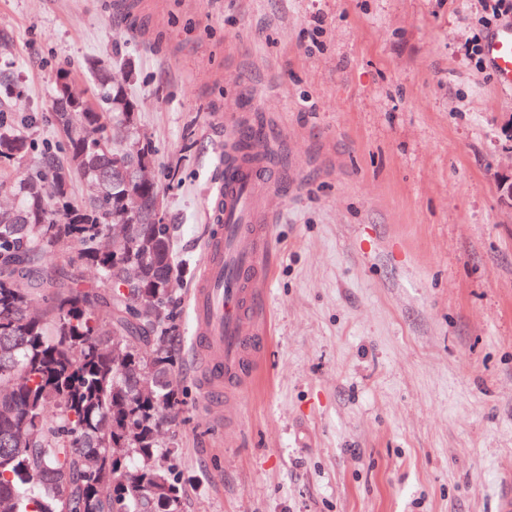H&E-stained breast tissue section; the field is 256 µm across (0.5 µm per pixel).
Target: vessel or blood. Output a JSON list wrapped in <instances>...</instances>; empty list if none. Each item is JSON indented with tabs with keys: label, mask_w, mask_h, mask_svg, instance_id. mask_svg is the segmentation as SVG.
<instances>
[{
	"label": "vessel or blood",
	"mask_w": 512,
	"mask_h": 512,
	"mask_svg": "<svg viewBox=\"0 0 512 512\" xmlns=\"http://www.w3.org/2000/svg\"><path fill=\"white\" fill-rule=\"evenodd\" d=\"M485 55L499 81L512 84V21L486 41ZM265 167L263 151L227 140L221 175L206 196L209 229L191 303L199 338L195 362L208 400L220 392L235 395L260 359L259 290L273 221L264 203L270 193L261 179Z\"/></svg>",
	"instance_id": "1"
}]
</instances>
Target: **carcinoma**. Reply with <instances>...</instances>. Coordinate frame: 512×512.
<instances>
[{
    "label": "carcinoma",
    "instance_id": "cac0c4a2",
    "mask_svg": "<svg viewBox=\"0 0 512 512\" xmlns=\"http://www.w3.org/2000/svg\"><path fill=\"white\" fill-rule=\"evenodd\" d=\"M97 82L88 111L54 113L67 167L44 147L51 181L21 183L24 222L0 223V512H181L175 443L161 441L159 418L183 406L170 326L172 236L169 225L126 212L125 180L93 188L116 156L153 164L146 140L103 148L110 123L133 124L134 103L105 69ZM31 150L0 123V168ZM73 172L98 201H69ZM71 246L97 268V287L45 266ZM35 290L44 303L36 312Z\"/></svg>",
    "mask_w": 512,
    "mask_h": 512
}]
</instances>
